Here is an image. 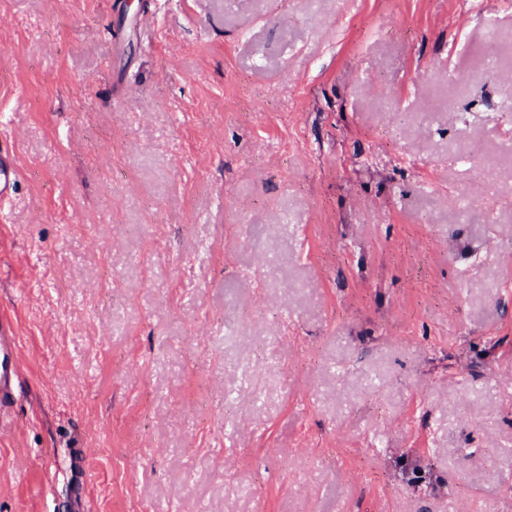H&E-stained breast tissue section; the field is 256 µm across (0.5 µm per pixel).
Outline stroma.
Wrapping results in <instances>:
<instances>
[{"instance_id": "35a3bbf8", "label": "stroma", "mask_w": 512, "mask_h": 512, "mask_svg": "<svg viewBox=\"0 0 512 512\" xmlns=\"http://www.w3.org/2000/svg\"><path fill=\"white\" fill-rule=\"evenodd\" d=\"M509 73L512 0H0V512H512Z\"/></svg>"}]
</instances>
